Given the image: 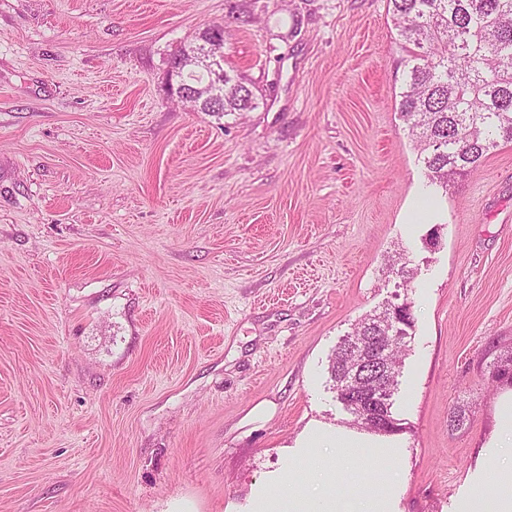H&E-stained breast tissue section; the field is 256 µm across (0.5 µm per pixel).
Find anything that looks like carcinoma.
<instances>
[{
    "mask_svg": "<svg viewBox=\"0 0 512 512\" xmlns=\"http://www.w3.org/2000/svg\"><path fill=\"white\" fill-rule=\"evenodd\" d=\"M405 59V86L398 110L415 143L429 185L448 190V179L481 166L502 142H512V0H389ZM186 85L212 81L203 69H187ZM252 109V92L241 78L224 74V111ZM378 322V335L401 328L389 349L392 387L408 351L414 316L396 318L391 304L360 319L348 333L362 336ZM354 361L346 341L330 359L331 380Z\"/></svg>",
    "mask_w": 512,
    "mask_h": 512,
    "instance_id": "cac0c4a2",
    "label": "carcinoma"
}]
</instances>
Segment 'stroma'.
Listing matches in <instances>:
<instances>
[{"mask_svg": "<svg viewBox=\"0 0 512 512\" xmlns=\"http://www.w3.org/2000/svg\"><path fill=\"white\" fill-rule=\"evenodd\" d=\"M214 24L252 111L166 93ZM396 38L389 0H0V512H469L512 484V143L429 186ZM397 297L399 432L306 447L350 426L336 345ZM348 435L342 432V437H331L324 433H315L311 436L309 448H322V445L333 443L338 448H370V440L366 437V434H357L352 431Z\"/></svg>", "mask_w": 512, "mask_h": 512, "instance_id": "stroma-1", "label": "stroma"}]
</instances>
